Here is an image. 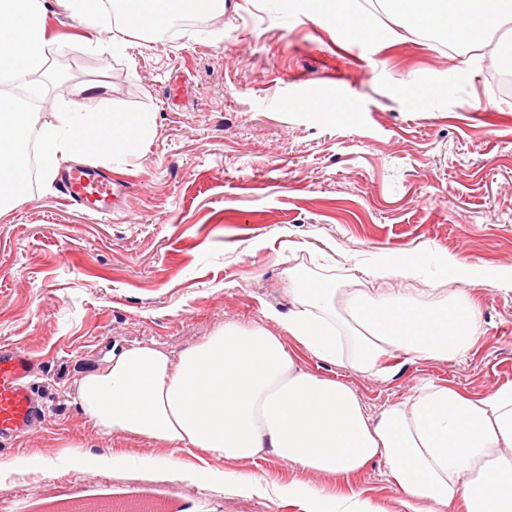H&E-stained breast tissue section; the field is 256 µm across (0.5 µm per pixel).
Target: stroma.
<instances>
[{
  "mask_svg": "<svg viewBox=\"0 0 512 512\" xmlns=\"http://www.w3.org/2000/svg\"><path fill=\"white\" fill-rule=\"evenodd\" d=\"M47 27L65 48L49 65L56 79L41 118L100 83L85 111L151 112L155 124L127 156L93 161L125 186L122 208L98 213L68 201L60 180H40L0 217V344L40 359L49 419L23 447L54 461L48 475L0 486V512L116 500H162L167 512H300L160 464L145 471L144 459L164 449L97 431L77 400L80 378L112 347L175 356L224 322L249 326L269 308L287 310L292 267L366 288L370 265L411 261L419 277L388 288L425 301L463 292L481 310L483 334L461 359L400 354L386 372L362 375L302 354L305 370L354 387L370 416L428 381L477 397L512 382V95L496 96L489 81L512 46V22L486 33L469 67L438 38L385 46L338 35L298 0H232L206 36L135 35L114 54L88 51L84 26L63 9ZM407 81L423 90V110ZM311 83L321 105L303 98ZM448 256L460 268H442ZM77 446L134 463L115 476L71 470L65 455ZM20 448L0 446V461ZM340 486L379 512L401 510L383 461Z\"/></svg>",
  "mask_w": 512,
  "mask_h": 512,
  "instance_id": "obj_1",
  "label": "stroma"
}]
</instances>
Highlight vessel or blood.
Here are the masks:
<instances>
[{
	"instance_id": "obj_1",
	"label": "vessel or blood",
	"mask_w": 512,
	"mask_h": 512,
	"mask_svg": "<svg viewBox=\"0 0 512 512\" xmlns=\"http://www.w3.org/2000/svg\"><path fill=\"white\" fill-rule=\"evenodd\" d=\"M64 187L73 201L104 211L112 208V177L87 165L67 171ZM40 369L38 360L24 347L0 346V439L12 440L28 434L44 415L35 398L32 382Z\"/></svg>"
}]
</instances>
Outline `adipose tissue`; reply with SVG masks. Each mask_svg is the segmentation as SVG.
I'll use <instances>...</instances> for the list:
<instances>
[{
	"label": "adipose tissue",
	"mask_w": 512,
	"mask_h": 512,
	"mask_svg": "<svg viewBox=\"0 0 512 512\" xmlns=\"http://www.w3.org/2000/svg\"><path fill=\"white\" fill-rule=\"evenodd\" d=\"M397 19L386 35L364 24L347 0H306L308 13L337 32H358L388 43L421 36L442 24L459 30L458 56H470L478 37L512 21V0H383ZM48 0H0V84L42 92L32 83L62 50L45 26ZM195 8L201 19L223 16L227 0H140L127 12L113 49L133 32L165 26ZM154 125L149 113L88 112L81 100L63 102L50 119L0 95V215L19 205L28 188V145L37 142L45 178L58 163L101 149L125 154ZM289 309L268 323L235 322L178 356L151 346L112 351L84 376L77 393L85 416L107 433L132 434L168 452L166 462L184 479L230 485L246 494H274L301 512H374L370 502L328 485L291 481L271 487L241 469L264 456L328 477L362 471L383 459L403 512H512V383L475 398L451 386L424 383L405 402L367 415L348 383L305 370L300 352L320 361L377 373L394 354L410 360L465 357L482 334L481 313L463 295L424 302L384 291L343 290L288 272ZM295 340L292 351L287 340ZM192 463H185L184 455ZM226 468L210 465V458Z\"/></svg>",
	"instance_id": "1"
}]
</instances>
